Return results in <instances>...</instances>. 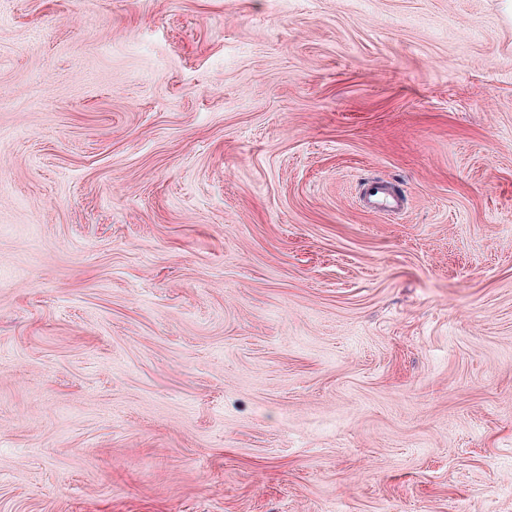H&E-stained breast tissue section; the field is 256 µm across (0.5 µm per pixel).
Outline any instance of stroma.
Returning a JSON list of instances; mask_svg holds the SVG:
<instances>
[{
	"instance_id": "35a3bbf8",
	"label": "stroma",
	"mask_w": 512,
	"mask_h": 512,
	"mask_svg": "<svg viewBox=\"0 0 512 512\" xmlns=\"http://www.w3.org/2000/svg\"><path fill=\"white\" fill-rule=\"evenodd\" d=\"M0 512H512V0H0ZM364 195L372 199L371 202L377 204L384 211L396 209L400 204V197L394 194L387 185L378 181L367 183Z\"/></svg>"
}]
</instances>
